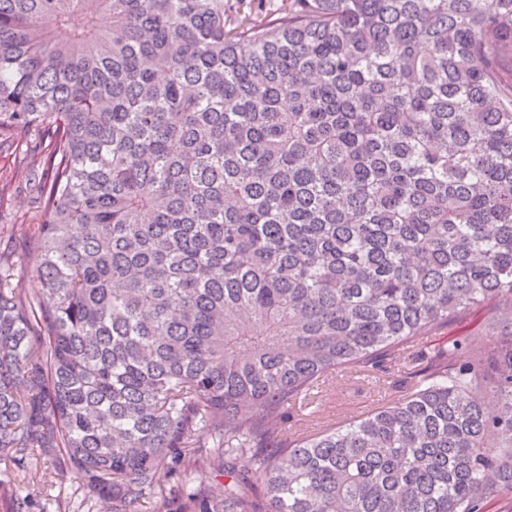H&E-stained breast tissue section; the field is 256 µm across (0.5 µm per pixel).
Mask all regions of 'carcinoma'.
<instances>
[{
    "instance_id": "cac0c4a2",
    "label": "carcinoma",
    "mask_w": 512,
    "mask_h": 512,
    "mask_svg": "<svg viewBox=\"0 0 512 512\" xmlns=\"http://www.w3.org/2000/svg\"><path fill=\"white\" fill-rule=\"evenodd\" d=\"M246 7L0 0V151L35 136L44 214L0 251V505L47 512L55 474L54 512H489L512 0ZM484 304L492 356L416 350ZM402 362L405 400L286 436L331 374Z\"/></svg>"
}]
</instances>
